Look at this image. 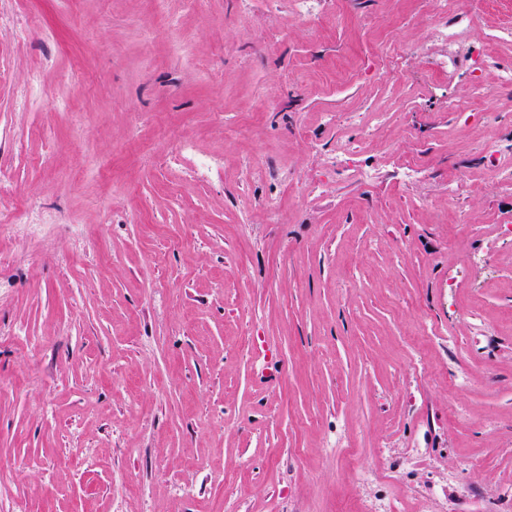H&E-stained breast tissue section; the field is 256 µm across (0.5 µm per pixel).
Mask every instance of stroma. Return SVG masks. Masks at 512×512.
<instances>
[{
	"label": "stroma",
	"mask_w": 512,
	"mask_h": 512,
	"mask_svg": "<svg viewBox=\"0 0 512 512\" xmlns=\"http://www.w3.org/2000/svg\"><path fill=\"white\" fill-rule=\"evenodd\" d=\"M458 7L448 75L433 0H0V512H498L512 0ZM468 21L469 16L466 13H463L459 21L453 23L449 27L448 25H445L441 29L443 38L448 41V62L446 64L448 73L452 72V70L457 66L458 55L454 50V47L465 39Z\"/></svg>",
	"instance_id": "stroma-1"
}]
</instances>
